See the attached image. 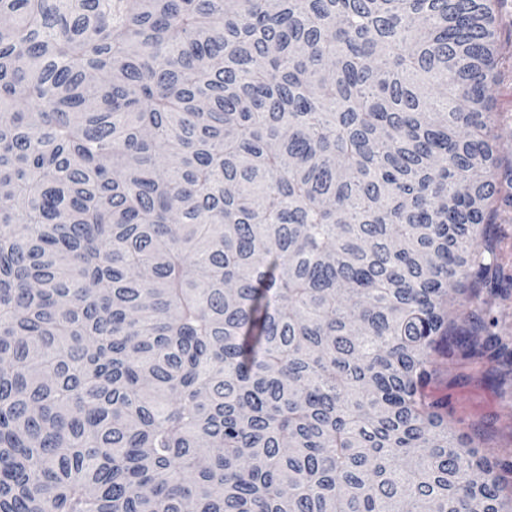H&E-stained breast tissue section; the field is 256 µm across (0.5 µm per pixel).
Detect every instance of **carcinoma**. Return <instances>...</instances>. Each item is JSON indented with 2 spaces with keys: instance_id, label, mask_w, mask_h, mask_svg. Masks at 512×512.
<instances>
[{
  "instance_id": "1",
  "label": "carcinoma",
  "mask_w": 512,
  "mask_h": 512,
  "mask_svg": "<svg viewBox=\"0 0 512 512\" xmlns=\"http://www.w3.org/2000/svg\"><path fill=\"white\" fill-rule=\"evenodd\" d=\"M501 4L0 0V512H512ZM496 224L485 226L492 237L499 240L500 260L495 270L489 275L490 287L501 288L509 294L507 300L490 298L494 312L499 318V334L512 336V208L501 211ZM435 359L437 376L426 392L432 400L448 402V424L489 457L512 449V390L498 364L487 357L463 359L457 354Z\"/></svg>"
}]
</instances>
